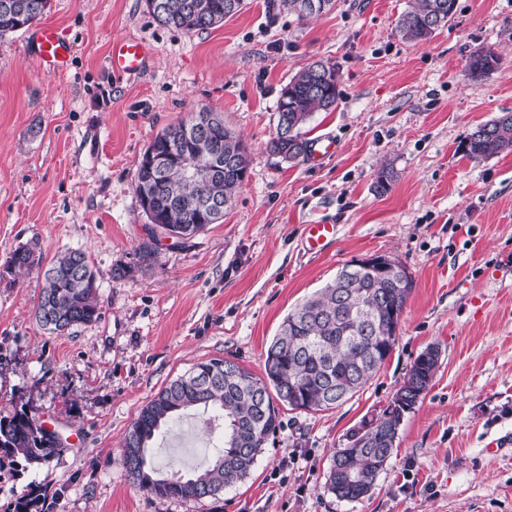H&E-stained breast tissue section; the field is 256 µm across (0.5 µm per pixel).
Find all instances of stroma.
I'll use <instances>...</instances> for the list:
<instances>
[{
	"label": "stroma",
	"instance_id": "1",
	"mask_svg": "<svg viewBox=\"0 0 512 512\" xmlns=\"http://www.w3.org/2000/svg\"><path fill=\"white\" fill-rule=\"evenodd\" d=\"M407 0H335L300 19L245 0L205 31L158 25L146 0H50L42 21L73 46L64 73L26 56L29 30L0 37V415L26 406L58 430L50 464L0 470V512L30 488L50 512H512V153L476 163L462 152L479 124L512 112V0H457L429 40L401 39ZM150 44L145 72L114 77V36ZM499 58L482 81L467 63ZM341 75L333 111L314 114L321 158L272 155L282 88L314 61ZM208 107L248 146L250 164L223 223L192 238L161 234L141 261L147 217L135 191L158 131ZM394 178L376 189L382 163ZM333 224L308 250L305 225ZM38 266L13 275V251ZM87 253L97 320L62 334L35 318L45 265ZM385 254L413 280L391 355L339 407H281L249 478L218 500L158 499L120 461L141 408L193 364L236 361L263 375L283 319L346 264ZM125 276H118V269ZM440 353L427 394L407 413L368 497L325 487L335 449L381 414L427 347ZM215 438L198 412L174 422L151 456L161 469L204 463ZM497 64V56L494 51L487 50L473 54L468 62V76L472 81L478 82L489 75Z\"/></svg>",
	"mask_w": 512,
	"mask_h": 512
}]
</instances>
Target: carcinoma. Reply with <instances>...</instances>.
<instances>
[{"label":"carcinoma","instance_id":"obj_1","mask_svg":"<svg viewBox=\"0 0 512 512\" xmlns=\"http://www.w3.org/2000/svg\"><path fill=\"white\" fill-rule=\"evenodd\" d=\"M41 2L0 0V37L40 20L45 9H37L36 4ZM188 2L160 0L162 11L154 16L155 21L187 32L204 31L244 6V0H207L206 15L193 19L187 12ZM324 2L325 8L314 11L303 9V0H274L273 7L304 19L334 5L333 0ZM455 13L456 0H409L397 30L408 42H425ZM496 64L495 52H478L469 59L468 76L478 82ZM339 84V71L331 63L316 61L296 73L280 92L269 151L285 162L303 161L309 148L303 128L313 114L335 108ZM205 116L215 117L214 125L204 132L195 130ZM185 128L188 135L179 150L170 152V131ZM217 150L223 157V208L218 211L202 204L209 192L206 180L188 174L183 164L185 157H208ZM462 151L475 162L512 153V112L476 126ZM248 168L247 145L225 125L221 112L209 108L192 112L159 131L144 151L135 177L136 192L151 187V199L143 207L149 226L148 240L139 247L141 255H154L158 229L170 237L187 239L219 223ZM34 264V250L23 247L12 253L6 270L27 269ZM347 269L349 266H344L332 282L284 318L268 348L264 376H256L232 360L211 358L193 364L141 408L121 449L122 465L139 488L159 499L215 498L250 475L280 427L277 403L292 410H330L368 384L393 350L412 279L408 277L402 284L381 274L374 265L352 273ZM44 282L35 311L43 329L63 332L99 316L95 275L84 251L59 253L44 271ZM437 369L435 356L426 362L416 359L392 398L397 408L382 419L367 422L374 442L359 448L354 432L350 447L336 449L327 474L328 492L346 501L362 500L372 492L396 447L405 414L428 391ZM199 408L210 413L206 427L215 423L221 427L220 443L194 475L187 477L173 470L160 476L159 469L147 460L149 444L162 428L180 417V412ZM64 449L65 444L43 430L38 418L25 407L0 416V461L20 458L29 465H45ZM14 512H45L41 494L30 489L17 501Z\"/></svg>","mask_w":512,"mask_h":512}]
</instances>
